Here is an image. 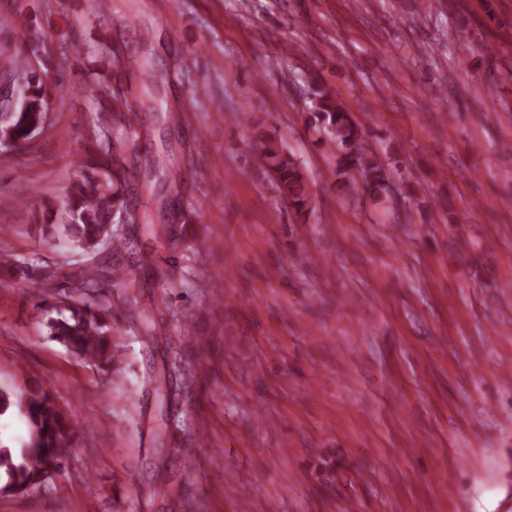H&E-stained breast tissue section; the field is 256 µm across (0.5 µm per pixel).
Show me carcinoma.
Wrapping results in <instances>:
<instances>
[{
  "mask_svg": "<svg viewBox=\"0 0 512 512\" xmlns=\"http://www.w3.org/2000/svg\"><path fill=\"white\" fill-rule=\"evenodd\" d=\"M112 42L109 30L103 40L93 43V50L100 51V75L93 77L85 93L96 101L99 112H133L126 92L113 90L119 73L112 70ZM142 58L149 77L155 80L146 89L154 103L163 79L156 78L160 68L153 54L144 53ZM19 71L25 79L23 89L0 113V135L31 138L44 128L50 92L28 59L19 55L8 56L0 65V79L6 81ZM314 112L328 141L342 152L338 172L346 191L354 189L361 177L372 195H386L389 183L403 178L395 165L383 164L369 148L365 125L354 121L330 88H316ZM248 132L256 154L272 171L280 195L297 217L308 216L312 210L309 179L297 157L282 138L262 129L250 128ZM92 139L90 149L75 161L85 173L67 189L62 222L54 223L52 215L41 229L47 236L64 234L71 249L95 259V263L80 272L76 294L63 301L51 296L40 301V306L53 311L46 322L52 339L77 358L97 368H110L117 357V349L112 347V321L117 308L130 309L132 301L127 297L116 308L107 300L106 289L117 283V272L127 284L136 282L132 274L140 252L135 237L116 233V217L134 208L132 200L138 198L139 190L158 195L165 187L178 184L181 174L176 170L157 172L150 145L115 119L96 125ZM13 411L26 418L28 439L18 452L0 447V472L6 476L0 493L5 495L23 494L43 484L49 469L63 468L78 433V424L65 416L40 386L18 392L0 389V415Z\"/></svg>",
  "mask_w": 512,
  "mask_h": 512,
  "instance_id": "obj_1",
  "label": "carcinoma"
}]
</instances>
